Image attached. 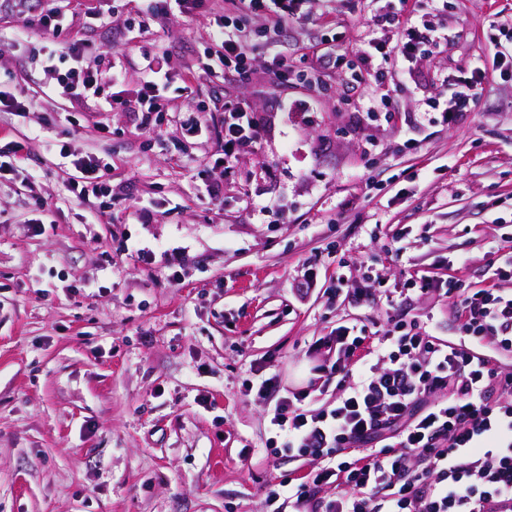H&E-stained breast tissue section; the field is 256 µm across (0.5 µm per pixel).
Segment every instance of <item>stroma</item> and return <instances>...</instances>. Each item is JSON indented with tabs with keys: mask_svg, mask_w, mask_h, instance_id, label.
Masks as SVG:
<instances>
[{
	"mask_svg": "<svg viewBox=\"0 0 512 512\" xmlns=\"http://www.w3.org/2000/svg\"><path fill=\"white\" fill-rule=\"evenodd\" d=\"M55 4L93 50L123 53L126 90L145 50L171 76L199 70L201 19L154 11L142 35L123 30L142 0H115L97 19L77 0ZM421 7L448 49L394 73L392 114L373 110L375 71L357 45L364 17L402 13L400 0H313L284 42L321 86L284 81L260 53L248 78L206 76L178 97L187 116L230 99L267 118L258 153L228 173L210 164L218 140L183 135L175 119L146 132L112 87L47 95L42 36L13 46L20 22L0 13V87L32 102L0 112V140L27 153L0 181V512H266L272 485L302 470L271 454L272 405L254 385H298L310 350L348 322L374 332L403 314L459 339L445 302L399 290L450 275L486 287L490 252L512 238V69L489 42L512 0ZM477 61L478 107L442 123L429 101ZM284 98L301 111H281ZM62 142L103 160L108 195L72 204L50 153ZM211 182L223 197L206 194ZM39 201L55 218L40 235L29 225ZM309 270L318 288L303 295ZM340 270L368 290L366 306L329 302Z\"/></svg>",
	"mask_w": 512,
	"mask_h": 512,
	"instance_id": "35a3bbf8",
	"label": "stroma"
}]
</instances>
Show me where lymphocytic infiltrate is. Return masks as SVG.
Returning a JSON list of instances; mask_svg holds the SVG:
<instances>
[{
	"instance_id": "1",
	"label": "lymphocytic infiltrate",
	"mask_w": 512,
	"mask_h": 512,
	"mask_svg": "<svg viewBox=\"0 0 512 512\" xmlns=\"http://www.w3.org/2000/svg\"><path fill=\"white\" fill-rule=\"evenodd\" d=\"M307 0H159L172 17L208 16L210 31L203 72L209 76L245 77L255 48L244 18L261 16L270 39L272 63L290 70L278 39L301 18ZM7 11L22 21L16 42L37 30L45 40L41 64L53 92L72 98L98 91L101 84H123L126 72L120 51L90 55L85 44L69 36L65 13L42 0H5ZM365 27L388 30L381 43L361 42L366 61L411 68L418 54L447 50L426 20L409 15H374ZM142 81L125 100L142 129L159 126L175 111L170 81L157 55L143 53ZM485 71L474 66L455 76L451 93L431 102L444 123L452 125L473 111L484 91ZM183 129L196 136L212 129L224 148L216 166L232 170L256 153L263 139L262 115L248 105L225 102L217 125L197 117L184 119ZM70 191L74 204L99 192L93 177L101 166L95 155L70 158ZM492 286L465 289L455 277L418 281L420 292H439L461 316L462 335L485 345L512 350V252L491 265ZM313 366L322 389H335L331 408H311V387L276 401L270 420L281 444L277 453L293 459L318 458V465L294 479L280 481L267 495L271 512H512V373L499 370L490 357L465 344L436 342L417 325L388 317L380 333L341 325L315 348ZM497 401H490L492 392ZM336 486L335 498L323 497Z\"/></svg>"
}]
</instances>
